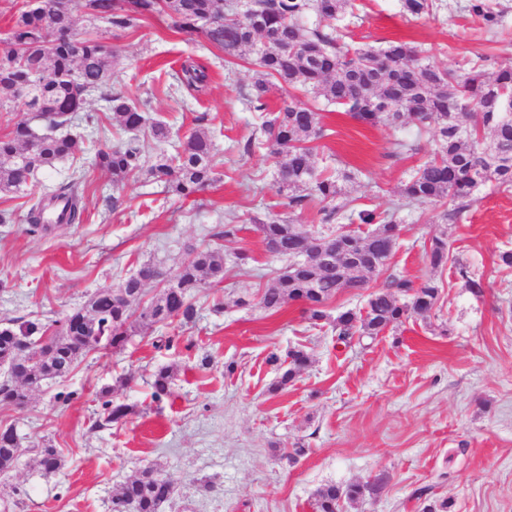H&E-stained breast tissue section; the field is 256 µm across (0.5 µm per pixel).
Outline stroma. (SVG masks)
I'll list each match as a JSON object with an SVG mask.
<instances>
[{"label":"stroma","instance_id":"1","mask_svg":"<svg viewBox=\"0 0 512 512\" xmlns=\"http://www.w3.org/2000/svg\"><path fill=\"white\" fill-rule=\"evenodd\" d=\"M443 2L417 19L404 14L401 0H354L344 39L407 41L450 69L479 54L512 61V0H499L507 13L492 32L465 11L466 0ZM73 10L78 32L93 27L81 5ZM93 28L116 48L113 86L148 101L149 116L171 128L169 142L142 139L146 163L201 126L213 142L217 179L189 197L165 191L143 171L113 186L94 156L128 135L117 127L105 138L86 131L85 154L41 171L33 188L49 192L84 172V223L28 234L22 199L0 193V209L14 213L13 223L0 224V323L32 313L61 317L98 290H118L146 261L175 276L200 246L223 249L224 280L195 293V323L145 328L122 352L80 359L25 407L0 405V426H14L26 449L0 473V498L19 499L12 512H109L119 486L147 467L175 484L161 512H312L320 487L353 482L380 488L344 512H422L442 501L448 512H512V269L498 259L512 249V188L480 185L453 223L442 220L438 204L397 208L412 169L439 149L435 128L364 124L317 100L327 135L315 144L316 171H356L342 182L344 192L360 208L398 209L401 229L388 268L369 274L366 287L340 290L327 314L361 309L392 275L440 288L430 318L403 319L365 348L338 345L331 324L310 327L299 304L271 313L259 303L285 262L267 252L249 218L287 214L288 200L274 186L267 148L241 150L261 135L257 113L244 105L252 66L241 60L226 68L222 51L170 30L163 18L133 31ZM192 59L208 70L204 90L169 96L173 70ZM230 222L240 232L219 238ZM442 235L449 260L435 269L425 250ZM239 252L252 262L237 266ZM461 266L467 277L458 275ZM469 277L480 291L466 288ZM240 295L248 306H233ZM219 300L224 310H214ZM175 331L182 347L153 348L155 337ZM292 349L306 350L311 363L275 389L279 372L269 357ZM166 365L176 369L173 395L156 401L153 374ZM122 375L130 383L115 387L116 395L137 415L93 428L97 393ZM61 393L70 401H58ZM45 443L62 457L52 474L32 465L31 449ZM296 448L302 456L288 460Z\"/></svg>","mask_w":512,"mask_h":512}]
</instances>
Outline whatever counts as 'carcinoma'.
Instances as JSON below:
<instances>
[{"label":"carcinoma","instance_id":"carcinoma-1","mask_svg":"<svg viewBox=\"0 0 512 512\" xmlns=\"http://www.w3.org/2000/svg\"><path fill=\"white\" fill-rule=\"evenodd\" d=\"M83 8L91 20L124 31L166 16L171 29L202 35L224 52L227 63L248 61L264 75L254 82L247 98V106L256 112L269 110L267 79L273 78L310 92L365 124L435 125L440 150L419 164L403 184L400 209L411 204H451L444 219L454 221L468 207L479 184L493 180L512 186V106L503 95L512 89L509 62L480 55L478 61L452 70L434 65L402 40L388 41L380 48L351 47L337 35V22L352 9L351 0H250L242 12L236 4L224 5V0H83ZM402 8L419 17L430 13L434 3L402 0ZM467 10L488 29L497 27L504 14L494 8L493 0H469ZM311 14L315 23L306 29L302 20ZM113 57L112 46L99 35L77 36L71 0H39V5L14 17L8 47L0 51V97L22 100L33 118L44 122L46 132L38 134L30 122L21 121L0 136V193L25 191L41 170L86 152L83 136L63 129L82 122L99 128V115L87 111L92 94L106 102L110 118L130 134L122 145L95 154L94 165L111 172L112 182L120 183L144 169L154 182L187 197L215 181L213 144L200 130L186 137L175 154L163 153L144 167L138 132L148 126L152 137L165 143L170 129L160 120L146 124V105L112 88ZM171 78L176 87L199 92L208 75L203 65L192 62L182 64ZM261 131L270 154L283 157L277 189L287 194L291 211H302L315 202L318 223L343 220L357 225L355 242L378 245L373 258L379 269L387 267L397 245L393 233L399 223L397 211L358 209L344 197L336 179L315 173L312 143L325 136L321 113L294 98L284 99L262 122ZM487 132L491 138L486 142ZM83 194V175L78 174L50 193L31 197L25 216L27 233H51L56 225L49 223L48 213L59 202L64 203L59 223H83ZM251 222L272 255L291 263L296 254L304 255L302 269H283L276 284L261 294L259 303L265 310L277 313L287 303L297 302L305 319L317 327L328 319L325 305L340 289L365 287L362 267L347 260L336 266L322 262L320 247L333 243L330 236L304 229L292 216H255ZM427 257L434 268L447 265L448 241L433 238ZM141 267L151 272L152 283L160 285L148 302L144 301L147 283L134 274L119 290H99L84 306L60 319L5 322L0 327V365L11 369V374L0 383V404L26 406L31 393L45 381L65 376L90 352L122 348L140 326L195 321L193 293L223 282L224 253L209 246L195 251L172 280L151 262ZM438 300L439 286L433 281L417 285L391 276L369 293L365 312L358 315L348 310L333 320L336 343L347 347L355 340L372 339L405 317L426 319ZM269 361L282 370L274 385L277 390L293 382L311 357L303 349H293L284 359L273 353ZM174 376L172 366H162L153 374L154 399L170 395ZM114 391L115 386L99 391L100 410L93 428H108L137 413L136 406L116 399ZM21 455L15 429L0 428V473L14 468ZM33 462L46 474L62 465L57 449L49 444L34 449ZM366 490L361 483L324 486L313 497L312 512H340V505L356 502ZM173 494L170 477L146 468L112 496L111 512H127L129 505L134 512H160Z\"/></svg>","mask_w":512,"mask_h":512}]
</instances>
